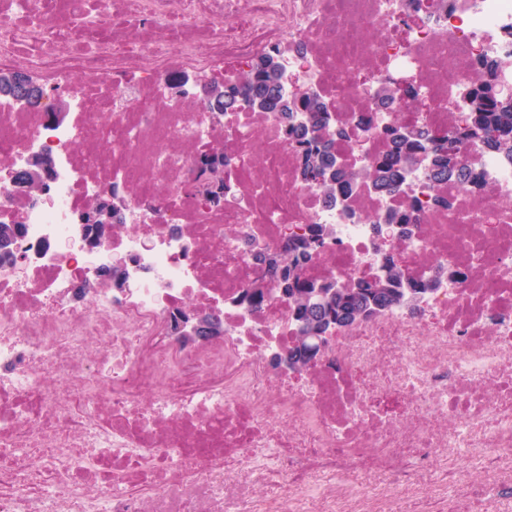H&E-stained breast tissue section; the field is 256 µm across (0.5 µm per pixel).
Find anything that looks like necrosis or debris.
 Listing matches in <instances>:
<instances>
[{"mask_svg": "<svg viewBox=\"0 0 512 512\" xmlns=\"http://www.w3.org/2000/svg\"><path fill=\"white\" fill-rule=\"evenodd\" d=\"M277 48L284 88L332 104L323 130L362 167L388 152V126L454 135L483 62L512 85V0H0V70L71 91L60 121L0 101V223L20 221L27 256L20 274L0 264V512H394L403 493L447 512L491 486L512 504V159L470 143L469 182L413 164L398 193L333 200L304 180L283 113L166 92L178 75L234 80ZM388 79L400 99L384 105ZM215 146L218 196L191 171ZM42 151L44 191L20 190ZM111 187L128 221L87 249L78 216ZM405 207L390 256L414 281L461 279L417 313L341 327L300 375L276 371L296 327L280 289L246 302L259 256L322 226L302 277L373 279L376 221ZM112 253L119 291L94 276ZM189 307L223 337L175 335Z\"/></svg>", "mask_w": 512, "mask_h": 512, "instance_id": "obj_1", "label": "necrosis or debris"}]
</instances>
